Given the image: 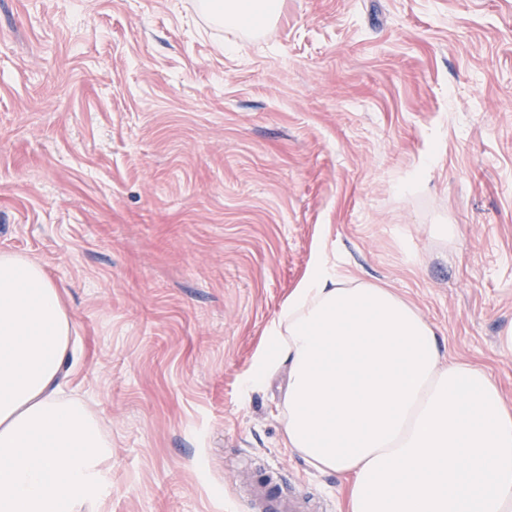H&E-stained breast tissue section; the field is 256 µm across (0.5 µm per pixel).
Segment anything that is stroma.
<instances>
[{"label": "stroma", "instance_id": "1", "mask_svg": "<svg viewBox=\"0 0 512 512\" xmlns=\"http://www.w3.org/2000/svg\"><path fill=\"white\" fill-rule=\"evenodd\" d=\"M0 0V252L38 262L112 440L105 512H344L245 378L318 258L412 303L512 399V0ZM453 224L452 243L433 234ZM203 15L210 21L232 25L244 33L257 32L272 23L279 12L276 0H205ZM251 508L262 512H298L301 497L286 490L280 483L259 485L255 488Z\"/></svg>", "mask_w": 512, "mask_h": 512}]
</instances>
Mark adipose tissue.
Returning <instances> with one entry per match:
<instances>
[{
	"instance_id": "ef3b65f1",
	"label": "adipose tissue",
	"mask_w": 512,
	"mask_h": 512,
	"mask_svg": "<svg viewBox=\"0 0 512 512\" xmlns=\"http://www.w3.org/2000/svg\"><path fill=\"white\" fill-rule=\"evenodd\" d=\"M246 33L277 0H202ZM59 289L0 253V512H98L111 442L62 380L75 354ZM288 369L287 448L345 479L346 512H512V403L484 368L442 348L396 292L326 261L284 303L247 378Z\"/></svg>"
}]
</instances>
